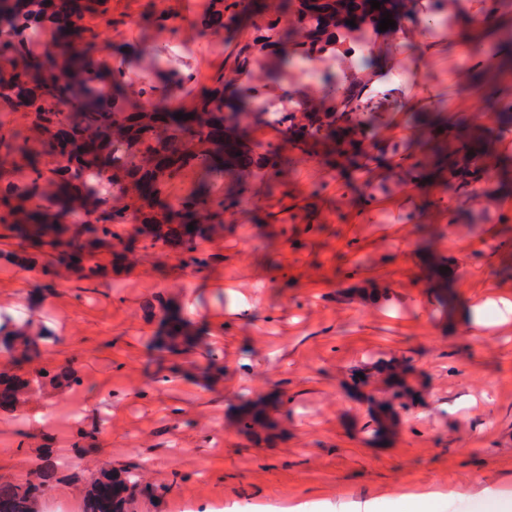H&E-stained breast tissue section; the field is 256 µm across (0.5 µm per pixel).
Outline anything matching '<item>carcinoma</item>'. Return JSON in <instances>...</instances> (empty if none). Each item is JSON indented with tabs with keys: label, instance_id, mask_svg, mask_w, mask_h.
Wrapping results in <instances>:
<instances>
[{
	"label": "carcinoma",
	"instance_id": "carcinoma-1",
	"mask_svg": "<svg viewBox=\"0 0 512 512\" xmlns=\"http://www.w3.org/2000/svg\"><path fill=\"white\" fill-rule=\"evenodd\" d=\"M283 0V7L294 16L295 29L303 40L295 43L291 56H273L266 67L247 80L240 75L248 70L250 59L243 54L229 73L211 80L198 97L191 100L193 117L175 119L168 99L191 76L171 70L159 60L148 80L134 88L129 84L123 64L110 69L99 65L103 52L98 38L89 29H79L76 15L95 5L76 0H0V60L17 64V75L0 82V107L18 108L31 119V130L42 140V151L35 154L27 145L24 131L10 139H0L8 157L29 169L28 184L0 185V225L7 227L23 249L50 255L61 271L76 272L82 280L102 277L96 255L110 249V266L125 265L140 241L178 244L181 262L201 268L213 256L198 252L199 242L224 232V224L241 204L240 194L213 191L205 183L186 201L170 203L163 198L169 183L190 167L203 173H230L254 169L263 180H273L291 162L276 144L256 153L239 139V131L263 126L266 113L257 109L258 101L288 104L284 115L288 141L299 150L321 152L330 164L351 166L366 174L372 172L378 155L391 158L413 178L425 176L431 168L448 172V185L460 197L471 195V188L485 179L489 148L486 131L461 122L467 131V144L451 148L438 137L448 126L438 112H423L420 120L428 125L427 149L417 156L406 152L404 143L386 142L371 136L385 122L381 103H393L395 90L379 99L364 95L369 80L362 74L371 68L382 13L389 12L395 27L388 32L406 33L405 21L418 15L429 36L448 24L450 0ZM56 15L66 33L64 42L49 55L32 57L28 47L39 34L43 16ZM352 20L351 27L346 21ZM248 22L258 31H273L277 41H293V35L275 30L261 16L256 0H215L212 11L202 19L199 32L208 34L228 30ZM359 33L370 40V51L356 66L325 71L316 78L318 93L301 95L285 76L299 59L317 60L336 54L344 35ZM143 99L140 109L130 111L122 103L132 94ZM494 121L498 132H512V102L496 104ZM58 153L68 156L63 168L49 167ZM94 172L112 181V193L100 189L88 176ZM85 196L95 198L94 224H69L68 217L79 211ZM134 216L132 233L122 236L114 230ZM192 224L194 230L187 229ZM164 332L153 337L149 346L164 362L177 357L199 342V333L176 311L160 306ZM49 339L47 331L32 334L24 329L0 324V345L26 348ZM30 380L23 375H0V407H11L25 396ZM370 436L387 433L394 414L384 399L372 400ZM243 421L252 429L275 427L268 405L261 399L249 400L242 407ZM41 475L52 477L69 470L57 461V450L45 444L39 448ZM142 482L132 470L98 468L85 483V512H131V505ZM44 480L0 487V512H34L36 499L44 492Z\"/></svg>",
	"mask_w": 512,
	"mask_h": 512
}]
</instances>
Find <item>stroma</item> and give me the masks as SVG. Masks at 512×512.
Instances as JSON below:
<instances>
[{
	"instance_id": "stroma-1",
	"label": "stroma",
	"mask_w": 512,
	"mask_h": 512,
	"mask_svg": "<svg viewBox=\"0 0 512 512\" xmlns=\"http://www.w3.org/2000/svg\"><path fill=\"white\" fill-rule=\"evenodd\" d=\"M211 4L111 0L112 21L98 29L131 72L160 57L187 67L192 79L175 93L182 107L257 36L248 25L199 34ZM172 11L184 28L152 27ZM423 70L415 81L400 74V96L445 113L454 141L460 121L490 126L491 103L512 97V72L474 80L458 24L434 39ZM269 140L292 162L273 182L246 172L225 180L245 202L223 235L201 242L208 266L181 270L178 249L158 243L93 282L59 278L42 254L31 271L0 273V322L54 336L28 355L0 349V372L50 365L80 378L63 391L36 385L18 411L0 410V484L30 476L44 442L70 458L78 428L91 425L84 459L132 467L153 487L135 512H352L369 502L392 512L389 496L404 486L456 490L434 512H480L485 492L512 496V191L495 176L462 202L447 186L405 184L378 166L375 179L392 192L370 199L359 171L292 154L263 126L246 138L257 152ZM284 199L298 205L296 223L279 222ZM433 264L448 268V317L428 278ZM159 299L197 325L215 363L192 354L193 370L154 382L148 338L159 323L147 312ZM390 358L408 361L421 398L398 405L392 435L373 444L361 397L388 395L376 363ZM357 369L365 381L356 389ZM259 394L284 402L283 430L270 441L235 417L242 398Z\"/></svg>"
}]
</instances>
